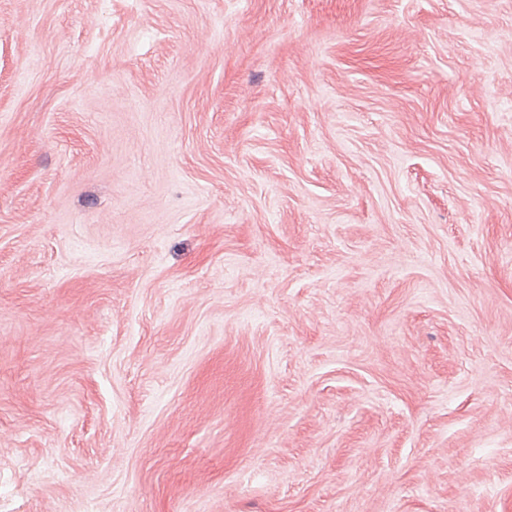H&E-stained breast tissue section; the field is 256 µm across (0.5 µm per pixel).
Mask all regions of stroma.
I'll use <instances>...</instances> for the list:
<instances>
[{
    "label": "stroma",
    "instance_id": "stroma-1",
    "mask_svg": "<svg viewBox=\"0 0 512 512\" xmlns=\"http://www.w3.org/2000/svg\"><path fill=\"white\" fill-rule=\"evenodd\" d=\"M0 512H512V0H0Z\"/></svg>",
    "mask_w": 512,
    "mask_h": 512
}]
</instances>
